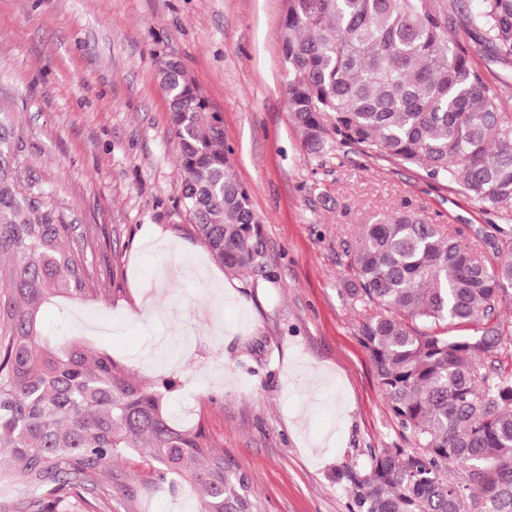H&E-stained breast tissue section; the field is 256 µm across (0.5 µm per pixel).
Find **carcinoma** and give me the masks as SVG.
Wrapping results in <instances>:
<instances>
[{
  "instance_id": "obj_1",
  "label": "carcinoma",
  "mask_w": 512,
  "mask_h": 512,
  "mask_svg": "<svg viewBox=\"0 0 512 512\" xmlns=\"http://www.w3.org/2000/svg\"><path fill=\"white\" fill-rule=\"evenodd\" d=\"M493 56L512 58V0L454 3ZM285 95L306 151L333 143L418 167L456 184L487 211L512 214V117L499 89L448 38V15L428 0H284ZM178 145L181 202L214 261L263 266L260 221L224 148L221 119L181 59L158 68ZM12 128L0 122V453L38 512H56L87 485L112 499V467L142 454L139 489L184 483L199 512H257L249 477L200 429L177 427L165 393L142 384L77 338L45 334L59 299L93 291L71 225L51 198L3 165ZM349 300L373 309L360 327L384 395L413 448H383L347 468L350 512H466L448 478L469 468L481 512H512V372L485 360L501 341L499 302L512 296V237L431 224L411 210L358 226L346 250ZM486 323L481 336L448 328Z\"/></svg>"
}]
</instances>
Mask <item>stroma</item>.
<instances>
[{
  "instance_id": "1",
  "label": "stroma",
  "mask_w": 512,
  "mask_h": 512,
  "mask_svg": "<svg viewBox=\"0 0 512 512\" xmlns=\"http://www.w3.org/2000/svg\"><path fill=\"white\" fill-rule=\"evenodd\" d=\"M283 0H0V113L16 175L50 194L95 290L45 314L57 336L111 351L143 383L171 382L176 424L205 431L251 480L260 512H349L336 472L410 435L384 397L352 304L356 225L403 207L433 224L512 220L421 169L336 146L308 154L288 111ZM448 37L512 115V63L459 16ZM172 51L224 122L260 219L265 266L212 260L181 204L175 134L156 56ZM106 512H197L156 489Z\"/></svg>"
}]
</instances>
